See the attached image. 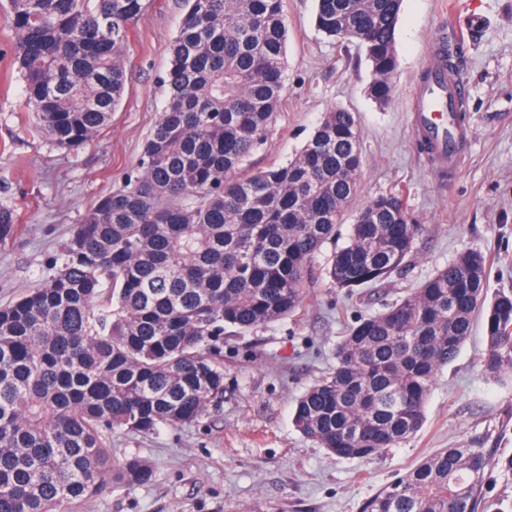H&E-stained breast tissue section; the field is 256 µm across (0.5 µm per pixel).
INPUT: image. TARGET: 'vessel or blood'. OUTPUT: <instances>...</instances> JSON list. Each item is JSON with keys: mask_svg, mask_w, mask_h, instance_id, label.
Wrapping results in <instances>:
<instances>
[{"mask_svg": "<svg viewBox=\"0 0 512 512\" xmlns=\"http://www.w3.org/2000/svg\"><path fill=\"white\" fill-rule=\"evenodd\" d=\"M467 98L464 82L448 77L437 65L426 70L416 91L415 124L431 143L433 156L451 168L470 141L469 126L459 111Z\"/></svg>", "mask_w": 512, "mask_h": 512, "instance_id": "1", "label": "vessel or blood"}]
</instances>
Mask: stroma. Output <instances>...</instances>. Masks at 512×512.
I'll list each match as a JSON object with an SVG mask.
<instances>
[{
	"mask_svg": "<svg viewBox=\"0 0 512 512\" xmlns=\"http://www.w3.org/2000/svg\"><path fill=\"white\" fill-rule=\"evenodd\" d=\"M288 27V90L258 166L295 156L324 112H353L361 131L362 169L334 243L314 259L315 278L300 310L224 341V397L196 423L150 435L118 432L112 456H138L152 481L112 489L74 512H361L366 500L416 463L444 448H489L512 455V384L483 371V312L454 361L436 375L421 429L400 447L368 459H341L293 424L297 399L336 366L348 328L418 288L466 249L487 260L488 291L512 290V0H403L398 59L387 105L368 93L370 66L356 44H338L315 27V0H283ZM0 0V208L18 230L0 245V304L51 278L81 215L120 190L140 166L144 143L165 101L162 80L180 26V0H151L124 57L128 93L109 125L83 149L55 146L20 107L22 81L11 65L15 38ZM483 30L455 41L471 16ZM451 42L454 67L469 88L471 140L455 171L422 146L415 91ZM403 194L423 229L401 269L368 288L333 287L326 267L344 245L359 209Z\"/></svg>",
	"mask_w": 512,
	"mask_h": 512,
	"instance_id": "35a3bbf8",
	"label": "stroma"
}]
</instances>
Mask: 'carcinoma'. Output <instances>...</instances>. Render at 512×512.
Segmentation results:
<instances>
[{
	"label": "carcinoma",
	"instance_id": "cac0c4a2",
	"mask_svg": "<svg viewBox=\"0 0 512 512\" xmlns=\"http://www.w3.org/2000/svg\"><path fill=\"white\" fill-rule=\"evenodd\" d=\"M165 105L139 174L80 218L52 278L0 306V512H65L153 480L114 462L110 435L198 421L224 396V336L295 313L335 235L363 160L353 113L323 114L285 164L243 174L286 91L283 0H182ZM403 0H317L316 28L354 42L369 93L389 103ZM148 0H9L23 108L81 150L127 91L129 31ZM17 231L0 209V243ZM419 224L396 195L360 209L328 268L341 289L389 278ZM486 262L465 250L399 303L352 326L336 367L297 401L298 431L340 458L371 459L416 434L437 372L487 298ZM484 371L512 381V291L485 313ZM512 455L444 448L363 512H480L486 469Z\"/></svg>",
	"mask_w": 512,
	"mask_h": 512
}]
</instances>
